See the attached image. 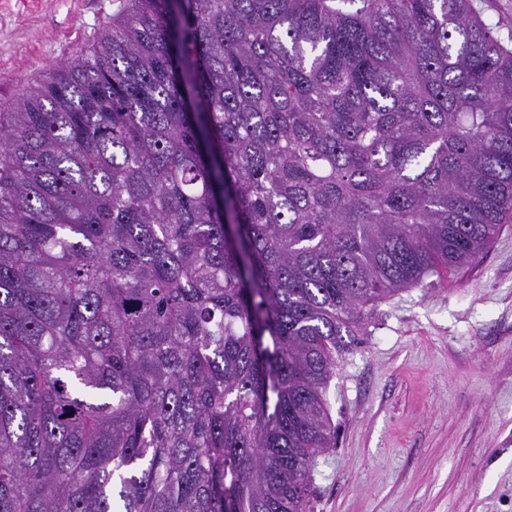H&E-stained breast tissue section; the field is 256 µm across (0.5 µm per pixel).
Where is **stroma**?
Instances as JSON below:
<instances>
[{"label":"stroma","mask_w":512,"mask_h":512,"mask_svg":"<svg viewBox=\"0 0 512 512\" xmlns=\"http://www.w3.org/2000/svg\"><path fill=\"white\" fill-rule=\"evenodd\" d=\"M129 0H0V102L87 50ZM313 512H512V223L483 261L378 304L328 387Z\"/></svg>","instance_id":"1"}]
</instances>
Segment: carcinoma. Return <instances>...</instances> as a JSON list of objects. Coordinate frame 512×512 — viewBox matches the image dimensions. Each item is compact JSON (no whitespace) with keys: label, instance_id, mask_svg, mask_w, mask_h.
I'll use <instances>...</instances> for the list:
<instances>
[{"label":"carcinoma","instance_id":"1","mask_svg":"<svg viewBox=\"0 0 512 512\" xmlns=\"http://www.w3.org/2000/svg\"><path fill=\"white\" fill-rule=\"evenodd\" d=\"M0 102V512H310L378 303L512 218L471 0H130Z\"/></svg>","mask_w":512,"mask_h":512}]
</instances>
